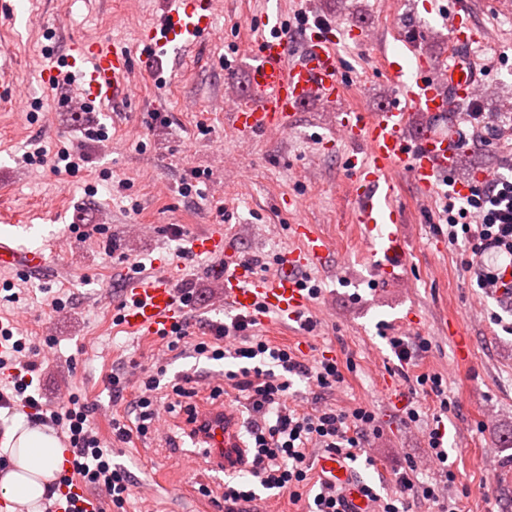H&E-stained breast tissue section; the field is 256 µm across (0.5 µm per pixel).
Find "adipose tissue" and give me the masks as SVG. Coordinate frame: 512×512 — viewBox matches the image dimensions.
Segmentation results:
<instances>
[{
    "mask_svg": "<svg viewBox=\"0 0 512 512\" xmlns=\"http://www.w3.org/2000/svg\"><path fill=\"white\" fill-rule=\"evenodd\" d=\"M0 457L10 464L0 476V491L26 512H39L67 457L58 439L19 420L0 439Z\"/></svg>",
    "mask_w": 512,
    "mask_h": 512,
    "instance_id": "obj_1",
    "label": "adipose tissue"
}]
</instances>
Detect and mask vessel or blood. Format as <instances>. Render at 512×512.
Wrapping results in <instances>:
<instances>
[{"mask_svg": "<svg viewBox=\"0 0 512 512\" xmlns=\"http://www.w3.org/2000/svg\"><path fill=\"white\" fill-rule=\"evenodd\" d=\"M262 23L267 31L257 36L255 49L249 54L246 94L235 97L229 111L233 128L247 141L274 129L287 131L305 105H336L346 89L336 52V24L313 19L305 24L301 43L294 48L280 26L279 13H265ZM448 26L451 46L446 57L432 63L418 57L409 71L397 58H383L381 73L394 86V95L378 112L367 114L350 108L341 112L336 122L337 139L353 147L343 158V168L355 191L353 221L362 229L373 263L385 279L404 260V216L391 200V173H405L426 192L440 179L451 176L461 151L453 137L430 132L409 136V113L415 110L431 119L450 111L455 104L472 99L480 81L471 57V46L479 41L480 34L464 0H455ZM214 34L213 0H167L159 21L141 37L147 57L136 58L132 47L100 37L73 41L62 63L80 82L77 105L97 101L124 104L136 93L129 78L132 71L148 70L153 63L180 55ZM294 231L303 246L285 254L279 272L271 277L256 275L247 268L222 230L198 235L190 244L196 253L223 255L227 309L260 323L273 314L285 323L297 320L311 305L299 272L318 264L328 248L327 239L310 225L295 222ZM44 265L42 252H22L0 242V269L21 268L34 273ZM184 311L171 278L158 274L139 279L127 289L122 316L129 327L158 336L180 321ZM185 433L201 448L205 468L227 475L248 470L249 450L241 414L232 402L196 406L185 423ZM317 473L323 480L344 485L346 512H371L359 491L358 478L336 456L320 458Z\"/></svg>", "mask_w": 512, "mask_h": 512, "instance_id": "b4317fda", "label": "vessel or blood"}]
</instances>
